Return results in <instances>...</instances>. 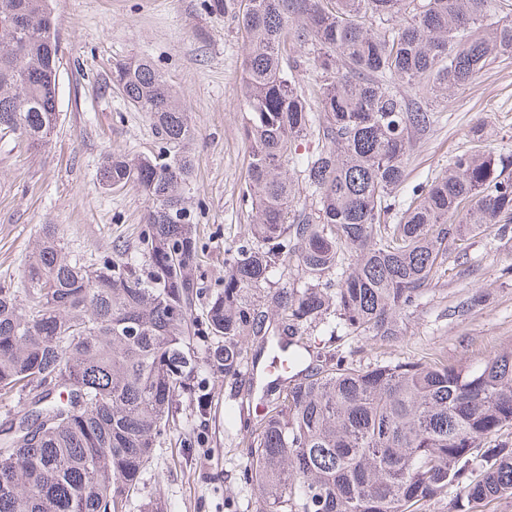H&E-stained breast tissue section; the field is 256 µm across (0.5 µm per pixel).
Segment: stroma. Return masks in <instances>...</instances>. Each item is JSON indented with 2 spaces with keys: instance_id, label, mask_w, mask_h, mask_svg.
<instances>
[{
  "instance_id": "obj_1",
  "label": "stroma",
  "mask_w": 512,
  "mask_h": 512,
  "mask_svg": "<svg viewBox=\"0 0 512 512\" xmlns=\"http://www.w3.org/2000/svg\"><path fill=\"white\" fill-rule=\"evenodd\" d=\"M50 8L61 42V120L38 150L0 134V279L17 276L45 224L57 225L87 257L119 240L135 242L147 197L135 186L102 187L98 171L106 154L152 155L161 147L147 113L112 84L113 62L138 56L165 76L196 132L195 174L185 193L201 255L196 275L202 287L223 288L225 253L252 222L244 199L251 153L241 94L246 48L234 11L213 12L207 0H52ZM442 110V121L409 157L406 186L446 171L470 148L479 123L487 145L512 153V58L488 65ZM446 265L447 276L421 296L401 342L338 341L321 328L306 344L342 350L365 367L424 356L475 366L512 347V238L487 225L470 236L466 254L449 249ZM462 301L470 308L460 314ZM199 376L204 407L180 400L174 430L157 446L130 512H143L157 491L167 512H225L228 497L236 512H255L253 492L241 480L248 461L241 421L268 378L245 370L228 380L205 366Z\"/></svg>"
}]
</instances>
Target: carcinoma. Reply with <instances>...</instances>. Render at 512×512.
<instances>
[{
  "instance_id": "1",
  "label": "carcinoma",
  "mask_w": 512,
  "mask_h": 512,
  "mask_svg": "<svg viewBox=\"0 0 512 512\" xmlns=\"http://www.w3.org/2000/svg\"><path fill=\"white\" fill-rule=\"evenodd\" d=\"M48 16V0H0V20L26 22L0 25V132L35 148L60 122ZM237 20L253 220L224 288L207 294L194 276L188 114L151 61L118 60L112 84L162 143L99 169L102 185L151 202L141 259L114 244L87 260L45 224L19 278L0 279V512H129L201 365L235 379L276 349L302 369L267 385L246 421L258 512H420L447 495L477 512L512 497V446L497 441L512 427V351L468 368L357 367L304 344L331 319L333 336L398 341L448 272V239L485 224L512 235V156L481 126L447 172L401 193L434 104L512 57V0H240ZM313 133L317 150L293 156ZM277 272L303 285L275 288Z\"/></svg>"
}]
</instances>
